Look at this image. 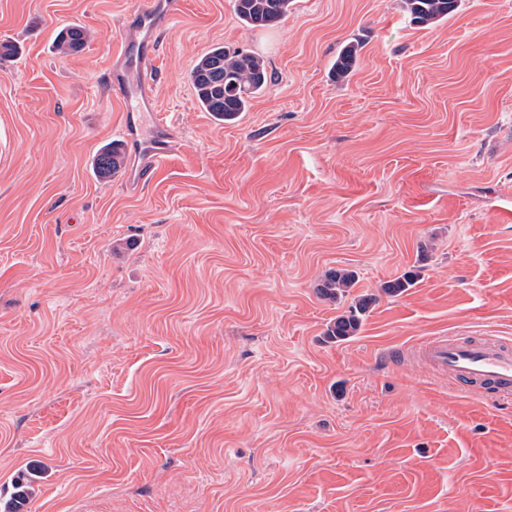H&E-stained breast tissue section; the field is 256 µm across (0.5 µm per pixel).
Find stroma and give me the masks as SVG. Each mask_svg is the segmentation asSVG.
I'll use <instances>...</instances> for the list:
<instances>
[{"label": "stroma", "instance_id": "obj_1", "mask_svg": "<svg viewBox=\"0 0 512 512\" xmlns=\"http://www.w3.org/2000/svg\"><path fill=\"white\" fill-rule=\"evenodd\" d=\"M140 3L0 0V512L23 474L25 512H512V396L387 358L512 343V0L431 28L402 0H294L271 28L183 0L140 115L178 147L134 192L91 162ZM71 24L90 38L65 55ZM217 44L272 74L234 123L188 80ZM340 269L357 282L327 299ZM357 296L359 333L328 340ZM360 50L361 46L357 42H350L345 45L343 51L336 60L334 68L336 79H344L350 74L359 60ZM356 283L354 271L337 270L330 273L323 281L320 291L323 296L332 300L346 296L349 288Z\"/></svg>", "mask_w": 512, "mask_h": 512}]
</instances>
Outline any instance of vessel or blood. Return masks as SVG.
I'll list each match as a JSON object with an SVG mask.
<instances>
[{"label": "vessel or blood", "instance_id": "b4317fda", "mask_svg": "<svg viewBox=\"0 0 512 512\" xmlns=\"http://www.w3.org/2000/svg\"><path fill=\"white\" fill-rule=\"evenodd\" d=\"M182 9V0H146L122 20L131 34L109 73L105 88L126 103L120 137L137 164L129 173V187H141L176 149L174 123H156L152 133H142L140 115L152 111L151 64L164 36ZM425 360L438 375L468 384L473 394L489 387L497 393H512V345L493 338L435 336L422 344Z\"/></svg>", "mask_w": 512, "mask_h": 512}]
</instances>
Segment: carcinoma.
I'll return each mask as SVG.
<instances>
[{
  "label": "carcinoma",
  "mask_w": 512,
  "mask_h": 512,
  "mask_svg": "<svg viewBox=\"0 0 512 512\" xmlns=\"http://www.w3.org/2000/svg\"><path fill=\"white\" fill-rule=\"evenodd\" d=\"M404 10L410 22L420 27L435 24L454 12L458 0H403ZM292 0H235L238 18L253 28L267 27L279 22L288 14ZM87 42V32L80 26H70L62 32L57 49L63 54L82 50ZM361 46L350 42L336 60V79L347 77L359 60ZM270 79L262 57L233 50L224 45L211 48L194 64L189 73L199 107L224 123H231L251 106L254 99ZM96 170L101 177H110L124 165L121 148L107 144L95 159ZM356 283V274L349 270H337L323 281L320 291L332 300L346 296L348 289ZM416 274L409 271L385 283L384 290L390 295H399L413 287ZM370 299L354 300L347 312L336 317L326 331L334 342L355 336L363 323Z\"/></svg>",
  "instance_id": "carcinoma-1"
}]
</instances>
